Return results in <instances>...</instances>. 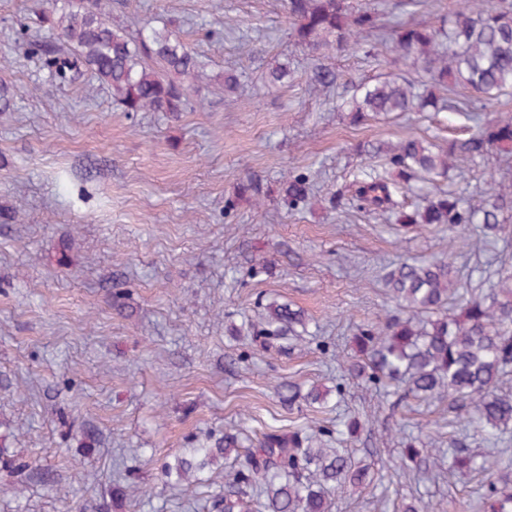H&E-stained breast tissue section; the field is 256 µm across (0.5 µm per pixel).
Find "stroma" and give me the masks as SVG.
Wrapping results in <instances>:
<instances>
[{
    "label": "stroma",
    "instance_id": "stroma-1",
    "mask_svg": "<svg viewBox=\"0 0 512 512\" xmlns=\"http://www.w3.org/2000/svg\"><path fill=\"white\" fill-rule=\"evenodd\" d=\"M371 0L381 21H431L458 0ZM56 0H0V79L15 109L0 112V512H217L231 460L216 456L203 477L166 479L167 466L225 434L243 445L263 432L300 425L335 428L346 412L368 419L347 448L370 466V481L332 497L330 512H399L419 498L433 512H484L478 483L463 475L411 476L399 457L447 447V403H379L344 379L337 361L357 325L389 307L386 268L401 259L454 258L463 275L499 258L502 243L473 251L474 229L449 239L441 226L397 230L385 214L333 208L351 178L356 145L407 135L446 143L466 134L458 112H406L357 125L336 102L379 70L363 49L328 60L334 91L312 90L318 63L297 44L284 0H113L124 24L174 20L205 63L190 91L194 109L173 118L127 112L111 92L81 82L54 87L43 61L23 49L36 12ZM290 62L292 82L265 75ZM243 92L225 104L224 73ZM496 155L457 161L442 188L480 205ZM304 174L313 196L301 211L280 180ZM256 176L270 198L258 206L238 185ZM127 292L124 313L113 291ZM302 309L308 333L265 350L249 322L270 301ZM342 385L339 408L323 414L288 407L281 382ZM97 438L84 447L83 434ZM135 481L144 497L115 496Z\"/></svg>",
    "mask_w": 512,
    "mask_h": 512
}]
</instances>
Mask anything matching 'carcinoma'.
I'll return each instance as SVG.
<instances>
[{
  "instance_id": "1",
  "label": "carcinoma",
  "mask_w": 512,
  "mask_h": 512,
  "mask_svg": "<svg viewBox=\"0 0 512 512\" xmlns=\"http://www.w3.org/2000/svg\"><path fill=\"white\" fill-rule=\"evenodd\" d=\"M288 20L297 43L319 54L361 46L365 32L380 28L379 14L366 4L350 0H285ZM39 31L45 34L29 44L43 59L48 83L61 85L90 74L107 87L126 112H165L179 117L193 109L188 82L199 77L203 64L169 28L137 34L112 23L107 0H62L43 11ZM393 51L424 74L428 87L417 91L405 76L389 72L361 82L343 107L356 122L394 112H462L469 100L441 97L468 90L491 100L512 90V0L471 3L438 13L431 24L400 23L390 27ZM288 64L269 71L267 84L288 83ZM313 80L322 88L336 86L333 67L319 64ZM492 151L512 160V118L486 122L465 139L448 146L414 136L395 144H367L360 152L372 163L359 171L354 183L358 209L381 211L394 217L401 229L422 225L448 226V238L461 227L476 225L480 241L498 240L504 231V212L512 197L491 183L479 206L464 203L452 191L436 189L426 205L409 209L404 198L415 185L448 174L458 158L476 159ZM311 184L304 176L288 178L283 192L291 209L308 203ZM459 273L451 260L400 262L384 275L394 308L375 322L357 326L354 354L346 357L350 377L377 392L409 400H448L457 422L472 425L480 435L512 428V391L504 390L512 374V263L498 260L470 289L451 287ZM252 336L273 348L306 328V317L287 303L265 305L259 320L249 323ZM278 397L293 405L323 407L332 390L314 385L302 391L294 383L277 385ZM235 435L224 436V457L234 456L235 468L224 488V512H329L331 492L363 484L365 465L344 448L328 447L326 430L288 433L271 431L257 444L239 452ZM215 448H192L177 460L182 475L201 473ZM502 456H477L452 448L448 473L472 475L484 489L488 512H512L511 480Z\"/></svg>"
}]
</instances>
